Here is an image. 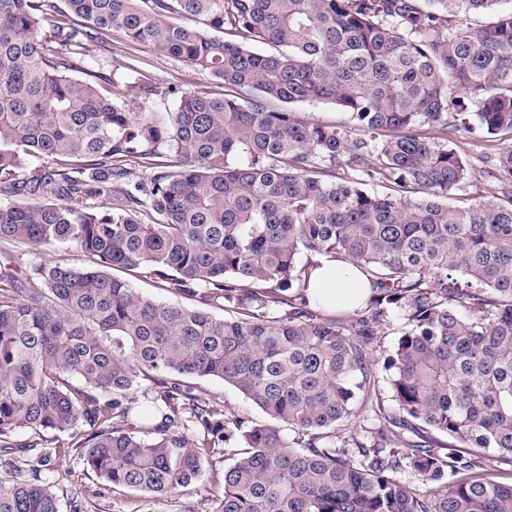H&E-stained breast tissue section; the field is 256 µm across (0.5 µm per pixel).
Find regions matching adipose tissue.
<instances>
[{"mask_svg":"<svg viewBox=\"0 0 512 512\" xmlns=\"http://www.w3.org/2000/svg\"><path fill=\"white\" fill-rule=\"evenodd\" d=\"M369 286L366 273L355 265L324 258L309 279L308 294L323 309L351 311L365 302Z\"/></svg>","mask_w":512,"mask_h":512,"instance_id":"ef3b65f1","label":"adipose tissue"}]
</instances>
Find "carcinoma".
I'll return each instance as SVG.
<instances>
[{"label": "carcinoma", "instance_id": "1", "mask_svg": "<svg viewBox=\"0 0 512 512\" xmlns=\"http://www.w3.org/2000/svg\"><path fill=\"white\" fill-rule=\"evenodd\" d=\"M503 2L0 0V242L92 258H42L32 288L0 271L5 465L75 455L106 486L167 497L222 462L220 512H512V480L479 465L512 457V146L476 152L508 203L448 205L474 177L449 146L465 103L487 134L512 133ZM474 13L493 19L476 26ZM114 31L236 94L172 88L173 111H129L127 76L84 60L86 42ZM308 103L349 124L296 110ZM162 154L173 171L125 167ZM376 178L426 197L370 193ZM303 254L366 272V307L315 310ZM113 270L197 306L151 299ZM228 306L238 317L210 312ZM396 310L405 330L384 360L395 407L355 455L336 427L366 410L374 336ZM200 379L267 421L201 401ZM30 472L0 487V512H59ZM299 112L315 118L319 122L328 125H344L347 123V115L336 108L334 105L327 103L303 104L297 106ZM47 253L46 257L55 261L70 265L82 266L89 264V258L82 252L74 249L66 244H57L44 249ZM195 392L202 401L224 400V405L234 414H244L256 421H265L266 416L241 393L218 379L193 381Z\"/></svg>", "mask_w": 512, "mask_h": 512}]
</instances>
